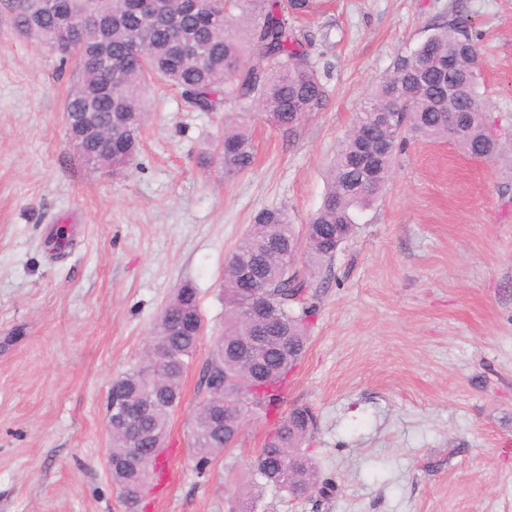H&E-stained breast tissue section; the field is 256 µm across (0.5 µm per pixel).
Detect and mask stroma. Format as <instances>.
<instances>
[{
  "mask_svg": "<svg viewBox=\"0 0 512 512\" xmlns=\"http://www.w3.org/2000/svg\"><path fill=\"white\" fill-rule=\"evenodd\" d=\"M458 14L479 49L500 144L476 160L412 139L375 207L313 283L317 313L286 407H310L331 496L266 493L268 512H512V0H326L300 21L326 97L291 130L249 102L189 112L165 86L132 166L87 167L68 144L69 75L0 11V512H125L108 465L106 401L181 284L204 333L140 512H228L272 419L198 465L190 418L224 330V266L260 209L302 225L374 84ZM254 162L224 176L198 155L224 120ZM72 228L59 255L44 245Z\"/></svg>",
  "mask_w": 512,
  "mask_h": 512,
  "instance_id": "stroma-1",
  "label": "stroma"
}]
</instances>
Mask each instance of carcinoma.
<instances>
[{"label": "carcinoma", "mask_w": 512, "mask_h": 512, "mask_svg": "<svg viewBox=\"0 0 512 512\" xmlns=\"http://www.w3.org/2000/svg\"><path fill=\"white\" fill-rule=\"evenodd\" d=\"M134 11L130 0H70L62 15L55 0H0L19 32L38 48L71 67L63 111L75 114L67 131L77 156L96 170L123 169L134 161L148 121L147 94L156 83L180 93L192 112H222L230 99H250L272 124L295 127L325 97L319 72L308 62L294 20L315 9V0H152ZM87 13L102 24L85 33L84 46L65 53L63 28ZM177 24L192 53L170 37ZM248 47L250 61L243 60ZM478 52L466 22L457 17L435 26L417 48L398 57L336 148L322 204L309 223L296 229L287 210L258 211L224 270V335L217 337L202 373L206 396L191 418L192 450L205 465L232 447L239 417L278 414L288 376L308 347L316 303L308 299L311 280L352 236L355 213L373 206L390 181L403 135L432 142L452 141L474 159L499 154L478 93ZM454 88L460 129L452 130L448 88ZM478 109L471 112V104ZM395 113L387 125L377 112ZM387 145L371 174L355 164L364 135ZM206 165L227 177L253 162L251 138L231 121L205 152ZM305 258L304 269L297 267ZM260 329L288 337V349L271 342L243 359L246 337ZM203 321L196 289L178 288L160 313L136 367L112 379V400L144 407L138 425L140 471L120 465L131 444L123 421L112 419V482L120 492L144 496L157 467L169 419L182 398V381L196 356ZM223 406L228 422L217 428L206 412ZM311 409L295 406L278 418L251 467V477L230 512H258L267 490L298 497L332 493L304 445L314 434Z\"/></svg>", "instance_id": "obj_1"}]
</instances>
